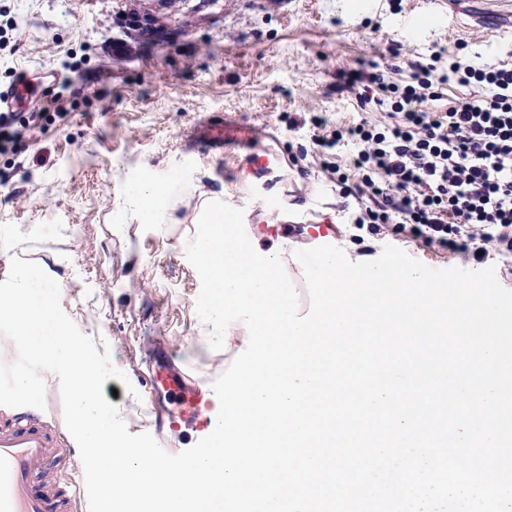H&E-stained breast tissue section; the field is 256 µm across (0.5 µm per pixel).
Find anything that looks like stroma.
Listing matches in <instances>:
<instances>
[{"label": "stroma", "mask_w": 512, "mask_h": 512, "mask_svg": "<svg viewBox=\"0 0 512 512\" xmlns=\"http://www.w3.org/2000/svg\"><path fill=\"white\" fill-rule=\"evenodd\" d=\"M426 0H400V14L360 9L357 0H140L164 18L196 11L186 34L153 44L121 20L126 0H0V85L23 72L77 65L70 88L44 98L47 117L12 152L0 154V282L12 258L32 260L60 286L65 313L128 384L108 379L130 433L149 431L148 362L164 351L204 389L242 351L239 339L211 349V327L196 314L201 280L186 257L194 217L207 197L231 194L249 238L261 249L288 241L316 247L311 230L330 224L331 245L354 262L393 245L429 268L454 267L452 254L404 234L379 237L357 228L361 201L342 196L323 170L321 130L377 116L343 91L344 74L385 65L398 45L399 78L439 46L480 66L512 63V11L499 0H448V17L417 33L401 16L424 15ZM231 113L253 128L281 165L256 174L246 150L224 157L195 139L206 115ZM162 187L164 223L143 222L132 187ZM281 201L256 210L247 185Z\"/></svg>", "instance_id": "35a3bbf8"}]
</instances>
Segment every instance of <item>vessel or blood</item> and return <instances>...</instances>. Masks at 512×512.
Wrapping results in <instances>:
<instances>
[{
	"instance_id": "obj_1",
	"label": "vessel or blood",
	"mask_w": 512,
	"mask_h": 512,
	"mask_svg": "<svg viewBox=\"0 0 512 512\" xmlns=\"http://www.w3.org/2000/svg\"><path fill=\"white\" fill-rule=\"evenodd\" d=\"M39 93V87L28 79L0 86V113L17 111ZM195 135L224 153L251 138L248 128L228 116L208 118L196 126ZM151 388L180 398L190 416L197 419L199 436H207L215 428L217 415L211 398L187 370L161 366L151 378ZM73 455L70 442L51 430L41 410L0 409V512H84L88 498L83 476L62 482L35 480L46 461L55 460L64 469Z\"/></svg>"
}]
</instances>
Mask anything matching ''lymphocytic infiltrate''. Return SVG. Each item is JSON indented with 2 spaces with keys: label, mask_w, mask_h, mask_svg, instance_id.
I'll list each match as a JSON object with an SVG mask.
<instances>
[{
  "label": "lymphocytic infiltrate",
  "mask_w": 512,
  "mask_h": 512,
  "mask_svg": "<svg viewBox=\"0 0 512 512\" xmlns=\"http://www.w3.org/2000/svg\"><path fill=\"white\" fill-rule=\"evenodd\" d=\"M474 88L445 105L449 83ZM364 118L319 137L324 148L355 141L356 194L370 199L354 222L370 233H408L469 265L512 256V65L479 67L447 47L410 65L407 79L385 74L356 91Z\"/></svg>",
  "instance_id": "obj_1"
}]
</instances>
